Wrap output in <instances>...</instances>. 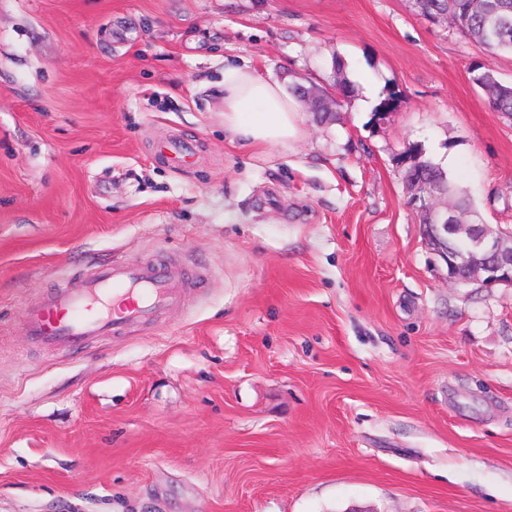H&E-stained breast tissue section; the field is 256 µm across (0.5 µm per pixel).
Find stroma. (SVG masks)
I'll list each match as a JSON object with an SVG mask.
<instances>
[{
  "instance_id": "1",
  "label": "stroma",
  "mask_w": 512,
  "mask_h": 512,
  "mask_svg": "<svg viewBox=\"0 0 512 512\" xmlns=\"http://www.w3.org/2000/svg\"><path fill=\"white\" fill-rule=\"evenodd\" d=\"M483 55L409 0H0V512H512V286L449 281L396 163L512 228ZM337 58L339 121L225 132V67L328 88ZM151 258L205 288L29 342L67 278Z\"/></svg>"
}]
</instances>
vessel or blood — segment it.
<instances>
[{
    "label": "vessel or blood",
    "instance_id": "1",
    "mask_svg": "<svg viewBox=\"0 0 512 512\" xmlns=\"http://www.w3.org/2000/svg\"><path fill=\"white\" fill-rule=\"evenodd\" d=\"M188 279L204 283L169 261L105 262L28 311L26 332L38 343L77 349L91 337L116 336L129 323L151 319Z\"/></svg>",
    "mask_w": 512,
    "mask_h": 512
}]
</instances>
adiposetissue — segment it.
Here are the masks:
<instances>
[{
    "label": "adipose tissue",
    "mask_w": 512,
    "mask_h": 512,
    "mask_svg": "<svg viewBox=\"0 0 512 512\" xmlns=\"http://www.w3.org/2000/svg\"><path fill=\"white\" fill-rule=\"evenodd\" d=\"M294 99L248 68L224 71V127L250 148L284 145L298 131Z\"/></svg>",
    "instance_id": "adipose-tissue-1"
}]
</instances>
